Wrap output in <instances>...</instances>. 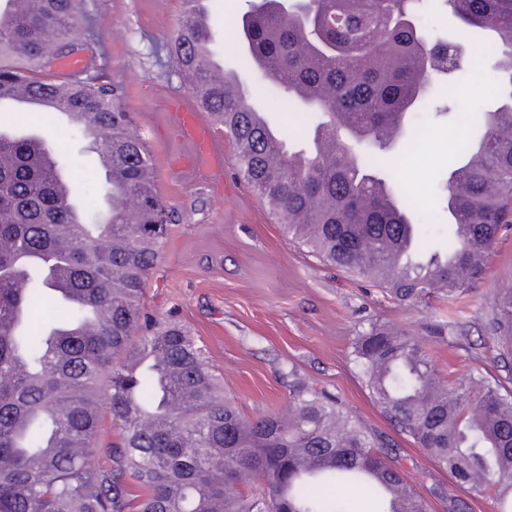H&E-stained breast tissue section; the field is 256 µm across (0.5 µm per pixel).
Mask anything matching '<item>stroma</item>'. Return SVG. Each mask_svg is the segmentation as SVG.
Here are the masks:
<instances>
[{
    "instance_id": "35a3bbf8",
    "label": "stroma",
    "mask_w": 512,
    "mask_h": 512,
    "mask_svg": "<svg viewBox=\"0 0 512 512\" xmlns=\"http://www.w3.org/2000/svg\"><path fill=\"white\" fill-rule=\"evenodd\" d=\"M79 37L88 46L86 72L123 88L122 105L132 112L133 131L145 136L155 160L161 197L177 214L146 285V312L173 315L207 350L225 393L248 416L288 414L289 392L305 382L336 398L378 439L396 443L393 461L432 512H448L450 497L469 498L472 512H495L489 498H470L448 471L397 432L356 369L351 346L372 324L413 339L426 349L443 377L473 367L512 379V354L496 359L490 345L494 302L512 290V222L505 224L483 279L452 311L437 303L401 307L360 277L324 266L306 247L288 239L267 206L236 174L232 146L224 148L223 180L180 176L171 169L173 129L161 102L189 89L168 54L181 22L179 0H79ZM462 97L444 111L449 86ZM499 75L492 57L463 56L460 72L433 91L435 105L414 112L406 135L422 145L417 160L391 154L405 190L424 221L419 236L425 253H446L448 216L438 207L455 146L479 137L484 110L497 103ZM50 127L54 143L67 147L80 177L90 223L102 219L103 196L97 156L63 125L48 126L44 113L0 108V127ZM446 327V341L431 328Z\"/></svg>"
}]
</instances>
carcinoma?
I'll list each match as a JSON object with an SVG mask.
<instances>
[{
    "instance_id": "cac0c4a2",
    "label": "carcinoma",
    "mask_w": 512,
    "mask_h": 512,
    "mask_svg": "<svg viewBox=\"0 0 512 512\" xmlns=\"http://www.w3.org/2000/svg\"><path fill=\"white\" fill-rule=\"evenodd\" d=\"M183 21L169 51L191 90L224 127L238 173L285 234L323 262L373 281L395 302H452L482 278L512 202V0H444L464 41L490 39L501 103L485 131L456 147L444 184L450 237L443 262L392 263L388 242L418 209L386 163L406 120L427 101L454 42L423 47L420 0H320L298 25L280 0L250 4L235 30L239 63L282 90L305 124L268 140L237 85L204 65L214 27ZM77 0L0 9V95L50 94V64L74 52ZM70 103L112 154V215L79 224L72 193L32 143L0 141V512H355L353 486L377 512H430L368 435L334 401L301 385L288 416L252 418L224 397L206 348L183 324L146 325L145 282L175 221L158 195L152 152L129 129L117 86L72 76ZM307 159L276 150L309 132ZM131 196L140 199L132 208ZM102 239L106 248L98 246ZM496 346L512 347V293L500 296ZM352 360L386 419L474 496L512 512V388L483 368L451 381L426 351L372 326Z\"/></svg>"
}]
</instances>
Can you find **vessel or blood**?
I'll use <instances>...</instances> for the list:
<instances>
[{
    "label": "vessel or blood",
    "mask_w": 512,
    "mask_h": 512,
    "mask_svg": "<svg viewBox=\"0 0 512 512\" xmlns=\"http://www.w3.org/2000/svg\"><path fill=\"white\" fill-rule=\"evenodd\" d=\"M67 86H60L58 93L50 96L34 95L25 91L12 97L10 104L17 110L51 111L61 121H68L69 112L61 105V96ZM168 111L176 115L178 137L188 145L187 162L199 171L222 173L224 155L219 148L213 124L204 116V106L196 97H171L167 100Z\"/></svg>",
    "instance_id": "obj_1"
}]
</instances>
